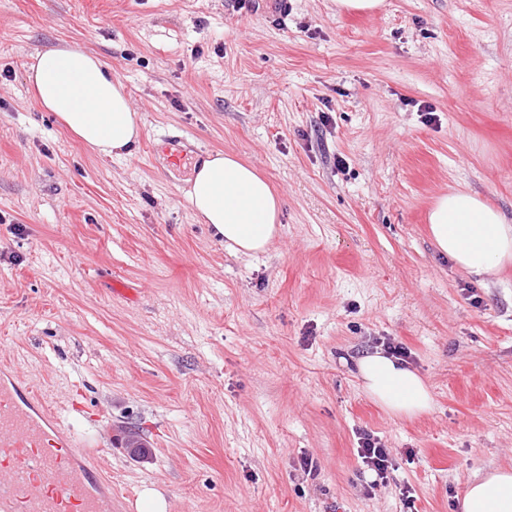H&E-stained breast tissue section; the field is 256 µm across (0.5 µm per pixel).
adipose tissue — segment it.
Returning a JSON list of instances; mask_svg holds the SVG:
<instances>
[{"instance_id": "obj_1", "label": "adipose tissue", "mask_w": 512, "mask_h": 512, "mask_svg": "<svg viewBox=\"0 0 512 512\" xmlns=\"http://www.w3.org/2000/svg\"><path fill=\"white\" fill-rule=\"evenodd\" d=\"M26 75L36 104L91 149L121 156L136 142L141 118L124 85L82 45L32 54ZM184 197L233 253L266 251L278 234L281 199L234 155L203 160ZM428 224L436 250L463 271L484 274L512 261V222L473 193L439 196ZM357 371L365 393L394 416L411 418L433 407L427 383L402 360L378 351L360 358ZM461 512H512V470L499 469L470 483Z\"/></svg>"}]
</instances>
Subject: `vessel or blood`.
Segmentation results:
<instances>
[{"instance_id":"b4317fda","label":"vessel or blood","mask_w":512,"mask_h":512,"mask_svg":"<svg viewBox=\"0 0 512 512\" xmlns=\"http://www.w3.org/2000/svg\"><path fill=\"white\" fill-rule=\"evenodd\" d=\"M0 373V512H112L102 469L72 454L77 439L30 382L6 362Z\"/></svg>"}]
</instances>
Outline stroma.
Here are the masks:
<instances>
[{
    "mask_svg": "<svg viewBox=\"0 0 512 512\" xmlns=\"http://www.w3.org/2000/svg\"><path fill=\"white\" fill-rule=\"evenodd\" d=\"M71 43L142 119L123 156L32 100L30 55ZM217 152L283 201L266 252H229L182 195ZM452 189L512 222V0H0V359L98 434L115 512L147 488L166 512H460L512 469V264L435 249ZM383 340L432 411L365 394ZM364 433L393 462L378 487Z\"/></svg>",
    "mask_w": 512,
    "mask_h": 512,
    "instance_id": "obj_1",
    "label": "stroma"
}]
</instances>
